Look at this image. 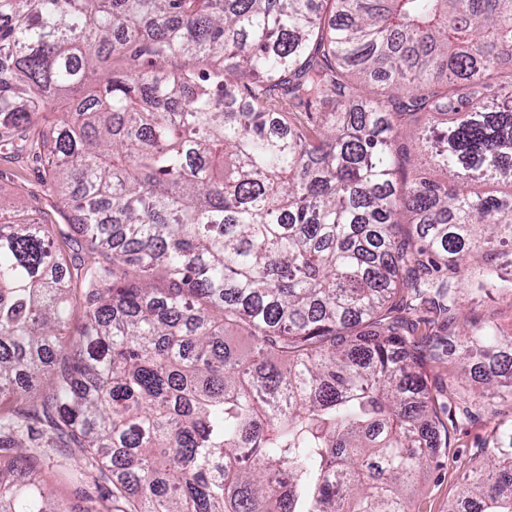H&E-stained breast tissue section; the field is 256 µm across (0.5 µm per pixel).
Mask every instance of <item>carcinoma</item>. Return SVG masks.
<instances>
[{"label": "carcinoma", "instance_id": "carcinoma-1", "mask_svg": "<svg viewBox=\"0 0 512 512\" xmlns=\"http://www.w3.org/2000/svg\"><path fill=\"white\" fill-rule=\"evenodd\" d=\"M49 110L88 259L0 200V512H62L36 448L114 512H413L512 404L457 324L512 296V0H0V142ZM476 456L448 512H512V419ZM57 243H58V247L61 251V253L64 255L69 267H70V270L72 272L73 275V288H74V301H77L79 302V298H80V280L77 281L76 279V276H75V273H76V270L73 269V265H74V259L78 256L80 258L85 257V250L82 249L81 247V244H80V239L73 234V236L69 239H62V238H58L57 240ZM501 416L492 420L483 418V421L451 433L448 458L440 472L435 471L428 479L415 487L412 498L415 501V512H447L448 502L455 496L457 486L462 481L464 471L459 469V460H469L476 453V449L485 440L490 438L493 427L499 418L511 419L510 406L499 407ZM47 454L37 456L30 459V467L40 476L50 489L53 498L66 505H75L81 509H100L105 512V508L101 506V501L98 499L100 492L95 488L94 477L96 472L92 471L89 478L81 486L83 491L93 497L94 501L85 500V496L79 489L65 481L59 475V468L61 465H76V463L84 464L81 458L79 448H57L52 451L47 449ZM94 476V477H93Z\"/></svg>", "mask_w": 512, "mask_h": 512}]
</instances>
